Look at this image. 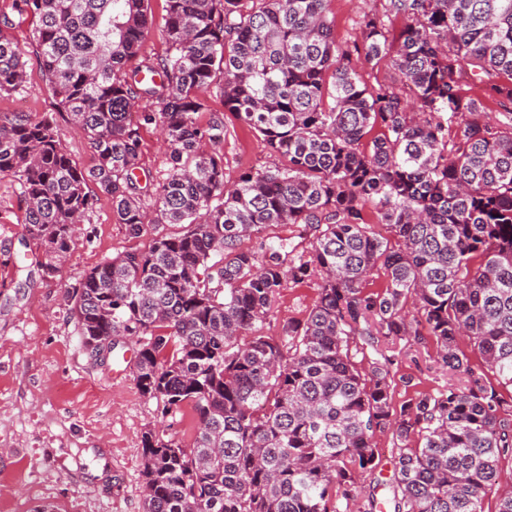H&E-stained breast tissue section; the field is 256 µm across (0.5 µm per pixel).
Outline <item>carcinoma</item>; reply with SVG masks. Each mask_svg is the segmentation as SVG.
I'll return each instance as SVG.
<instances>
[{"instance_id":"1","label":"carcinoma","mask_w":512,"mask_h":512,"mask_svg":"<svg viewBox=\"0 0 512 512\" xmlns=\"http://www.w3.org/2000/svg\"><path fill=\"white\" fill-rule=\"evenodd\" d=\"M165 2V54L130 72L149 0H20L93 169L77 166L53 117L0 118V174L19 186L43 276L91 222V183L133 238L182 225L92 268L69 295L91 352L134 338L141 393L164 415L190 405L197 416L190 448L143 433V512H377L358 481L382 467L379 431L397 441L393 512H484L512 461V406L458 341L512 388V0H386L359 19L351 49L336 43L330 0ZM391 15L405 20L393 55ZM354 55L391 56L400 81L366 86ZM24 57L0 33V98L25 91ZM466 75L500 105L495 120H480ZM213 87L274 157L231 186L224 118L204 117ZM147 125L169 154L160 176L141 164ZM282 224L301 228L298 242L272 239ZM377 267L387 283L367 293ZM314 278L307 317L266 335L281 291ZM424 334L462 384L397 409L394 344Z\"/></svg>"}]
</instances>
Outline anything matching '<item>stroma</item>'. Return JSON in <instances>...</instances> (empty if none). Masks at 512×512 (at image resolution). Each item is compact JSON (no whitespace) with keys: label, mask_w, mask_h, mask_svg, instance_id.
<instances>
[{"label":"stroma","mask_w":512,"mask_h":512,"mask_svg":"<svg viewBox=\"0 0 512 512\" xmlns=\"http://www.w3.org/2000/svg\"><path fill=\"white\" fill-rule=\"evenodd\" d=\"M336 40L359 39L362 13L382 10V0H331ZM26 89L0 98V115L56 111L35 53L26 56ZM223 112L224 174L234 183L246 170L270 164L261 137L224 113L218 93L205 99ZM17 184L0 175V512H143L142 435L166 429L183 446L195 436L193 412L164 417L131 372L135 353L106 356L88 350L74 326L68 294L83 276L117 253L146 245L116 223L112 203L100 198L91 223L82 225L56 276L42 277L40 255L26 248ZM318 299L315 283L291 285L277 296L264 330L277 337L288 319H303ZM393 369V403L419 392L446 389L449 376L434 362L436 342L401 344Z\"/></svg>","instance_id":"stroma-1"}]
</instances>
